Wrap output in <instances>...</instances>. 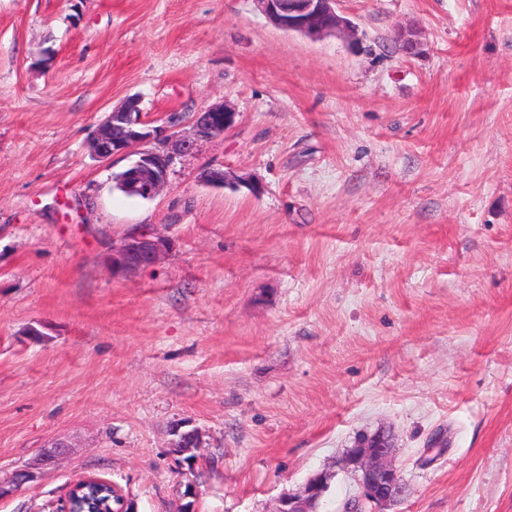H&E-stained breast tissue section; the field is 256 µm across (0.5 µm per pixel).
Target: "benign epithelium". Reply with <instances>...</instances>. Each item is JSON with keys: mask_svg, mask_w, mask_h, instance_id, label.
Wrapping results in <instances>:
<instances>
[{"mask_svg": "<svg viewBox=\"0 0 512 512\" xmlns=\"http://www.w3.org/2000/svg\"><path fill=\"white\" fill-rule=\"evenodd\" d=\"M261 11L279 29L311 37L352 36L356 26L342 16L338 0H255ZM236 113L224 105L202 109L192 115L191 134L177 131L181 120L171 118L160 126L152 125L140 112L139 102L129 98L108 113L89 142L90 153L100 161L115 157L137 156L127 168L125 180L128 192L151 199L169 185L174 159L194 149L197 142L224 134L234 125ZM202 183L213 188L230 186L234 178L224 169L208 166L199 173ZM165 248V239L157 233L133 232L112 246V268L132 272L156 263ZM203 447V435L194 428L187 430L181 423L171 429L169 448ZM337 467L354 475L357 494L343 502V512H381L406 493L393 459L391 438L375 433L360 438L346 450ZM40 472L34 467L17 470L6 480H0V499L12 496L23 485L34 482ZM332 474L322 470L310 476L293 492L283 493L273 512H318L324 487Z\"/></svg>", "mask_w": 512, "mask_h": 512, "instance_id": "1", "label": "benign epithelium"}]
</instances>
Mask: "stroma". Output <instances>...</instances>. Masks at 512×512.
<instances>
[{"instance_id":"1","label":"stroma","mask_w":512,"mask_h":512,"mask_svg":"<svg viewBox=\"0 0 512 512\" xmlns=\"http://www.w3.org/2000/svg\"><path fill=\"white\" fill-rule=\"evenodd\" d=\"M337 7L356 38L255 0H0V479L70 446L0 512H58L79 473L177 512L183 420L196 512H273L321 470L337 512L378 431L408 488L385 512H512V0ZM130 97L235 123L129 197L87 141ZM134 230L167 248L115 272ZM186 422H183L181 424H177L175 427L171 429V436L169 442V448H171V452L173 455L177 457L184 456L187 452L184 451L180 454L173 452L175 448H194L193 455L194 459H192V463L195 465L197 459H198V450L203 447V435L202 433L197 429H190V430H181L183 427L189 426L185 425Z\"/></svg>"}]
</instances>
